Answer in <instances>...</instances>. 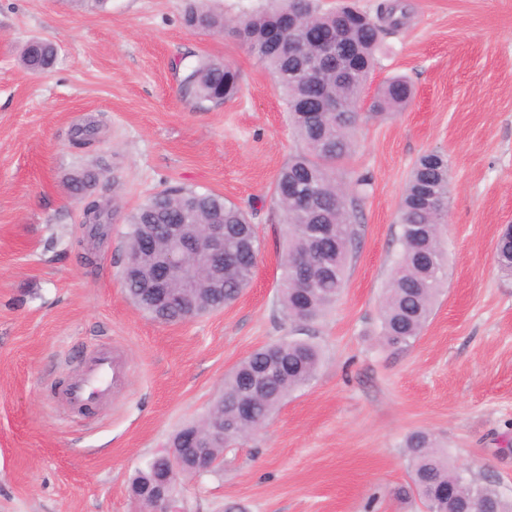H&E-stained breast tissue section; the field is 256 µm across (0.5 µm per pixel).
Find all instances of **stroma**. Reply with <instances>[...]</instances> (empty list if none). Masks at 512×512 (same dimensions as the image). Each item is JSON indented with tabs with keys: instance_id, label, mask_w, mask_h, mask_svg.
I'll return each mask as SVG.
<instances>
[{
	"instance_id": "1",
	"label": "stroma",
	"mask_w": 512,
	"mask_h": 512,
	"mask_svg": "<svg viewBox=\"0 0 512 512\" xmlns=\"http://www.w3.org/2000/svg\"><path fill=\"white\" fill-rule=\"evenodd\" d=\"M405 24L383 38L362 105L390 76L408 103L361 123L345 163L370 184L345 287L323 316L283 313L281 215L272 192L296 151L286 106L266 68L232 34L183 20L188 0H0V512H141L130 481L224 377L281 340L317 345L322 365L269 420L225 450L221 467L183 479L189 512H425L398 497L406 436L426 429L457 466L492 477L512 502V277L493 259L512 225V0H405ZM57 47L28 72L26 41ZM240 74L236 99L199 105L182 78L201 59ZM98 134L74 146L75 128ZM448 156V279L405 350L379 340L380 307L399 252V205L416 160ZM81 169L99 175L84 194ZM183 187L246 209L261 239L251 284L224 310L179 324L126 296L128 216ZM113 202L92 234L90 201ZM125 364L111 399L86 414L59 396L90 349Z\"/></svg>"
}]
</instances>
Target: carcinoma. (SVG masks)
<instances>
[{
  "mask_svg": "<svg viewBox=\"0 0 512 512\" xmlns=\"http://www.w3.org/2000/svg\"><path fill=\"white\" fill-rule=\"evenodd\" d=\"M296 25L288 27V41L273 44L268 34L288 11ZM356 7L342 3L325 10L320 0H275V5L240 17L233 33L270 71L283 94L291 126L300 148L280 168L274 183L273 203L287 228L280 255L279 300L286 316L309 321L336 302L345 283L347 264L358 239L359 194L368 178H341V166L355 146V130L362 120L389 116L411 97L408 82L392 77L379 89L369 111L357 112L362 89L382 50V35L404 25L407 13L401 0H383L373 16L353 19ZM185 24L209 33L224 32V14L192 3ZM314 27L327 37L348 39L356 57L343 65L320 45L302 44L304 30ZM55 56L52 42L37 39L25 46L23 67L31 72L50 68ZM318 62L320 83L310 84L303 75L304 62ZM181 92L197 102L221 104L239 92V75L228 64L202 60L183 78ZM323 95L340 106L338 112H320L308 103ZM97 175L79 171L70 178L72 192L80 195ZM448 157L439 151L422 155L406 182L400 205V252L392 268L382 304L380 336L384 345L411 346L427 323L446 278L447 254L442 243V215L448 204ZM127 248L133 250L148 224H222L224 253L234 257L224 264V305L236 301L249 286L260 254V242L247 214L234 203L213 193L183 188L162 190L129 218ZM495 262L512 276V243L502 236ZM217 285L211 275L198 276L192 298L205 307ZM171 323L184 319L180 308L143 309ZM322 361L319 348L307 341L282 340L262 346L242 359L224 379V406L209 412L202 425L224 419V448L262 426L288 395L308 384ZM253 398L248 420L240 418V403ZM410 489L426 512H458L459 504L441 495L455 485L473 512H512L496 481L477 479L450 463L448 453L427 430H416L405 440Z\"/></svg>",
  "mask_w": 512,
  "mask_h": 512,
  "instance_id": "cac0c4a2",
  "label": "carcinoma"
}]
</instances>
